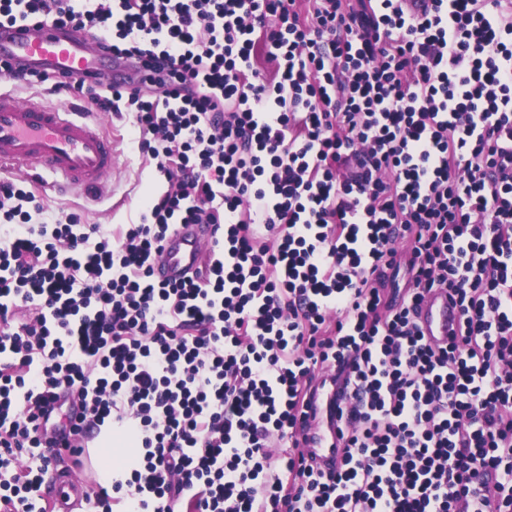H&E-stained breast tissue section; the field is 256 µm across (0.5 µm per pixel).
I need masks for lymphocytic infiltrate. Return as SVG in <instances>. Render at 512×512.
I'll return each mask as SVG.
<instances>
[{"mask_svg":"<svg viewBox=\"0 0 512 512\" xmlns=\"http://www.w3.org/2000/svg\"><path fill=\"white\" fill-rule=\"evenodd\" d=\"M153 74L97 83L167 182L112 231L0 181V498L34 512L60 400L131 429L112 512H512V0H0ZM213 224L206 268L152 261ZM404 274V287H389ZM446 291L448 346L416 319ZM343 455L304 451L320 385ZM288 442L283 451L273 444ZM210 224H178L166 237L154 259V271L161 281L177 283L202 268L210 258L207 244L214 240Z\"/></svg>","mask_w":512,"mask_h":512,"instance_id":"f902f5d3","label":"lymphocytic infiltrate"}]
</instances>
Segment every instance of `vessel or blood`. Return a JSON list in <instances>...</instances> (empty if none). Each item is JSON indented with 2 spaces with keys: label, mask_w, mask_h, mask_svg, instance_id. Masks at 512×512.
I'll return each instance as SVG.
<instances>
[{
  "label": "vessel or blood",
  "mask_w": 512,
  "mask_h": 512,
  "mask_svg": "<svg viewBox=\"0 0 512 512\" xmlns=\"http://www.w3.org/2000/svg\"><path fill=\"white\" fill-rule=\"evenodd\" d=\"M0 60L22 62L48 76L63 75L71 83L87 86L99 80L105 57L100 49L88 48L73 29H39L29 23L0 29ZM113 154L111 139L95 125L74 118L71 105L0 93V167L41 170L53 184L91 190L111 173ZM213 240L211 225H176L155 256L156 277L182 281L208 262ZM458 322L457 306L443 293L429 294L420 306L418 323L429 343L446 344ZM336 392L335 385L326 386L320 422L306 432L307 451L324 465L342 455L333 421Z\"/></svg>",
  "instance_id": "vessel-or-blood-1"
}]
</instances>
